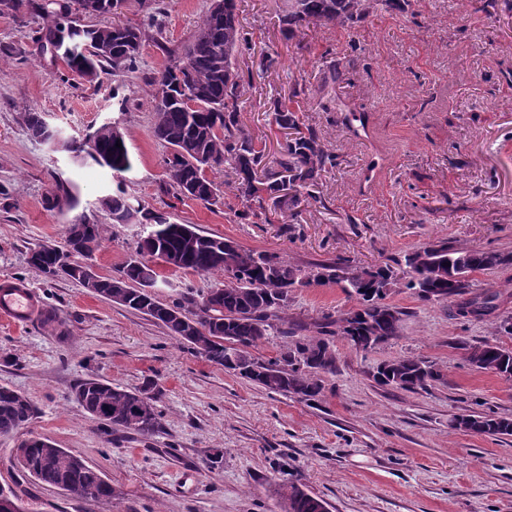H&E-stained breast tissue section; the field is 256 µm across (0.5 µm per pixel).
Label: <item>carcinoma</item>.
<instances>
[{"instance_id": "obj_1", "label": "carcinoma", "mask_w": 512, "mask_h": 512, "mask_svg": "<svg viewBox=\"0 0 512 512\" xmlns=\"http://www.w3.org/2000/svg\"><path fill=\"white\" fill-rule=\"evenodd\" d=\"M123 7L126 0H0V14L32 9L50 20L42 28L38 41L44 52L63 61L66 67L89 82L101 75L134 73L138 68L145 32L134 25H86L83 20L113 11L111 2ZM224 13L211 5L192 39L183 44H160L167 63L149 79L152 87L151 111L154 112L153 135L168 145L170 154L164 159L168 174L165 190L180 199L187 197L211 205L216 203L214 182L206 171L229 165L237 176V190L245 203L263 204L261 192L273 203L285 202L281 192L296 186L314 196L317 177L327 167L336 165V155L312 128L301 131L299 119L292 109L295 99L306 94V88L295 85L288 101L274 103L273 122L293 134L280 144L277 169L266 167L264 153L256 149L253 137L241 127L239 99L244 75L236 68L247 39L236 14V0H222ZM286 31L295 35L313 21L350 27L370 13L376 0H290ZM348 63L338 58L331 63L325 81L339 83L345 79ZM121 146H116V138ZM89 148L79 145L78 153L113 171L131 169L125 134L110 124L99 126L89 139ZM112 223L128 224L143 220L152 227L170 224L162 213L146 211L133 203L125 192L110 197L105 203ZM192 239L180 235L146 238L138 242L135 255L116 274L101 277L90 288L78 268L81 259L97 251L107 227L85 224L76 238H65V244L50 248L43 244L30 253L29 264L47 279H67L87 291L112 299L113 284L124 285L123 306L143 313L164 326L204 356L212 365L232 370L262 388L306 402L316 400L322 390L323 374L336 372V351L331 337L346 333L343 324L363 335H371L384 343L400 331L403 311L389 308L384 289L397 285V274L388 266L375 268L373 279L349 277L353 266L338 259L334 262L296 265L279 254L268 251L243 250L233 245L236 260L224 264L214 247L231 240L201 233L187 224ZM161 252L177 259L174 270L201 275H217L222 280L205 288L191 290L180 299L163 302L145 291L144 278L160 279L162 275L150 266ZM407 281L405 287L422 301H446L449 310L462 319H482L493 314L497 294L474 292L472 283L453 284L452 272L467 274L512 265V253L492 250L453 248L446 243L423 246L404 258ZM335 283L351 297L359 300L357 310L335 319L330 315L317 324L318 335L301 336L306 326L288 325L285 314L295 288L312 284ZM224 294L211 297L215 287ZM197 323L200 329L193 328ZM274 334L291 336L282 345L279 356L263 361L253 358L248 348ZM243 345L237 364H227L225 342ZM483 358L477 368L512 378V349L486 342L481 345ZM440 377L433 365L413 357H398L381 362L374 374L382 386L417 390ZM153 382L128 388L108 381L91 379L78 386L77 401L87 411L102 407L99 420L102 431L110 436L120 428L142 436L153 435L159 428L160 413ZM34 414L31 401L23 394L0 386V436L17 432ZM471 429L477 434L512 435V419L493 415H468ZM15 466L19 479L30 478L51 486L71 485L83 490L86 497L108 507L112 504V484L94 467L76 462V455L58 448L44 438L22 441L15 449ZM277 494L289 505L288 512H322L323 500L310 495L293 480L278 484Z\"/></svg>"}]
</instances>
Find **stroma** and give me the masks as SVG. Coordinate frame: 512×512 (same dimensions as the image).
Returning a JSON list of instances; mask_svg holds the SVG:
<instances>
[{"label": "stroma", "mask_w": 512, "mask_h": 512, "mask_svg": "<svg viewBox=\"0 0 512 512\" xmlns=\"http://www.w3.org/2000/svg\"><path fill=\"white\" fill-rule=\"evenodd\" d=\"M210 0H163L157 19L167 40L196 32ZM288 0H237L250 39L239 69L254 73L240 98V121L274 164L283 130L270 108L297 84L301 126H313L337 156L322 172L320 197L295 209H245L228 166L209 171L217 202L177 200L162 190L167 149L152 134L146 75L165 55L146 40L140 70L87 82L37 43L41 18L0 15V281L18 280L55 310L57 322L15 327L0 319V385L26 395L32 419L0 436V484H13V450L32 436L79 455L114 490L111 507L27 482L26 512H288L277 495L282 472L323 499L329 512H512V436L452 428L461 414L512 417V380L470 364L463 344L512 336L495 329L512 316V265L473 274L476 289L497 291L496 316L464 320L443 302L392 288L403 311L397 337L369 352L334 337L337 371L324 376L314 403L272 393L209 363L160 324L65 279H46L27 263L30 248L63 244L67 224L108 227L87 263L114 274L148 230L113 224L101 204L123 190L172 221L267 250L292 263L349 259L358 267L403 270L407 253L428 243L512 253V13L462 10L457 0H412L401 12L381 4L353 27L315 21L287 37ZM352 59L345 80L323 74ZM373 114L371 137L348 134L340 109ZM37 110L58 134L51 145L30 136ZM126 135L132 163L122 176L69 147L102 123ZM64 186L72 205L49 210L45 196ZM357 305L333 283L294 289L288 317L314 326ZM411 356L434 364L441 380L406 391L378 385L381 361ZM157 384L160 428L105 436L76 400L87 380Z\"/></svg>", "instance_id": "obj_1"}]
</instances>
